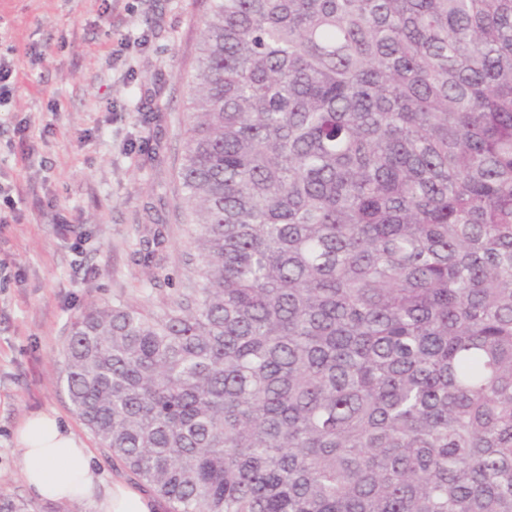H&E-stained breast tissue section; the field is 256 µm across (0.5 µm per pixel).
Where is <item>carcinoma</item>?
<instances>
[{
    "label": "carcinoma",
    "mask_w": 512,
    "mask_h": 512,
    "mask_svg": "<svg viewBox=\"0 0 512 512\" xmlns=\"http://www.w3.org/2000/svg\"><path fill=\"white\" fill-rule=\"evenodd\" d=\"M178 178L200 286L65 345L112 464L167 512H512V0H211Z\"/></svg>",
    "instance_id": "obj_1"
}]
</instances>
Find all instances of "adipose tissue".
<instances>
[{
  "label": "adipose tissue",
  "instance_id": "adipose-tissue-1",
  "mask_svg": "<svg viewBox=\"0 0 512 512\" xmlns=\"http://www.w3.org/2000/svg\"><path fill=\"white\" fill-rule=\"evenodd\" d=\"M26 484L40 500L80 501L91 512H153L154 504L135 487L116 481L102 488L90 451L55 415L26 418L15 431Z\"/></svg>",
  "mask_w": 512,
  "mask_h": 512
}]
</instances>
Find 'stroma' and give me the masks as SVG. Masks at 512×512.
<instances>
[{"label":"stroma","instance_id":"1","mask_svg":"<svg viewBox=\"0 0 512 512\" xmlns=\"http://www.w3.org/2000/svg\"><path fill=\"white\" fill-rule=\"evenodd\" d=\"M206 0H0V497L32 500L14 431L41 411L127 481L75 413L64 347L89 304L160 310L197 287L185 191L189 81ZM29 126L19 135L18 125ZM158 237L151 254L139 242ZM16 82V70L13 62L0 56V106L13 95ZM13 85V87H12Z\"/></svg>","mask_w":512,"mask_h":512}]
</instances>
